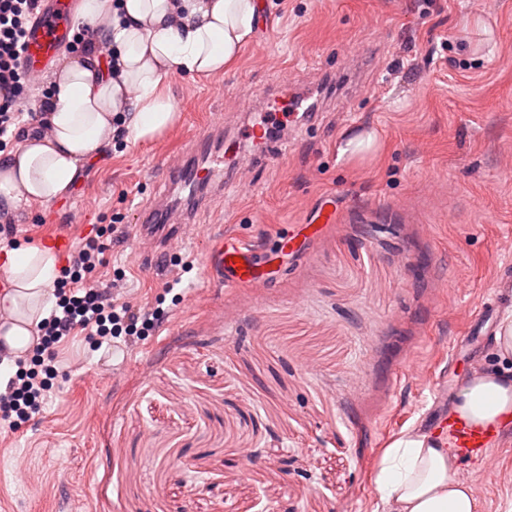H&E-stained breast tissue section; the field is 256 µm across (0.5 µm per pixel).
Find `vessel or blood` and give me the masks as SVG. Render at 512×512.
Segmentation results:
<instances>
[{
    "label": "vessel or blood",
    "instance_id": "1",
    "mask_svg": "<svg viewBox=\"0 0 512 512\" xmlns=\"http://www.w3.org/2000/svg\"><path fill=\"white\" fill-rule=\"evenodd\" d=\"M76 10V0H41L27 33L23 68L31 79H40L53 66L65 45ZM277 113L265 109L249 116L248 138L259 144L257 161L275 159L283 150L285 139H264L267 124L275 122ZM223 133L222 121H214L195 138L181 161L163 160L161 170L168 190L187 191L192 199H199L201 190L224 188V149L218 144ZM191 211L169 207L166 196H159L139 211L138 232L141 237L159 243L178 241L188 224L194 223ZM206 267L213 280L227 288L251 285L258 277V263L248 250L226 248L223 240H216L209 249ZM446 428L448 444L459 457L468 459L487 456L489 448L498 440L496 425H477L452 416Z\"/></svg>",
    "mask_w": 512,
    "mask_h": 512
}]
</instances>
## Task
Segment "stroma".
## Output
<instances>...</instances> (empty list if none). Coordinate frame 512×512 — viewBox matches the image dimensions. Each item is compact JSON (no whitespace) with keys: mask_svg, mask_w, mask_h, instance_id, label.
<instances>
[{"mask_svg":"<svg viewBox=\"0 0 512 512\" xmlns=\"http://www.w3.org/2000/svg\"><path fill=\"white\" fill-rule=\"evenodd\" d=\"M260 2L223 74L167 79L163 137L113 142L17 224L22 244L68 238L63 262L100 237L93 279L166 315L109 354L60 345L46 407L0 431V512H385L384 448L438 426L473 367L512 369L491 341L512 312V0ZM271 83L315 91L313 126L232 158V206L207 201L151 267L134 225L161 160ZM219 236L252 246L254 286L209 281ZM460 470L477 512H512V432Z\"/></svg>","mask_w":512,"mask_h":512,"instance_id":"1","label":"stroma"}]
</instances>
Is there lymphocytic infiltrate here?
I'll return each instance as SVG.
<instances>
[{
    "instance_id": "lymphocytic-infiltrate-1",
    "label": "lymphocytic infiltrate",
    "mask_w": 512,
    "mask_h": 512,
    "mask_svg": "<svg viewBox=\"0 0 512 512\" xmlns=\"http://www.w3.org/2000/svg\"><path fill=\"white\" fill-rule=\"evenodd\" d=\"M39 0H0V149L7 148L25 123L36 122L38 111L26 104L24 92L31 83L21 66L28 25ZM101 244L85 240L62 269L55 290L56 304L37 328L36 351L0 388V426L16 429L44 407L56 374V349L71 336L84 334L94 347L124 337L126 343L147 335L162 312L151 307L116 303L109 287L84 282L102 264Z\"/></svg>"
}]
</instances>
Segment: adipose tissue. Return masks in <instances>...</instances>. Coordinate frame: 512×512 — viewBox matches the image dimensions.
Returning <instances> with one entry per match:
<instances>
[{
  "label": "adipose tissue",
  "mask_w": 512,
  "mask_h": 512,
  "mask_svg": "<svg viewBox=\"0 0 512 512\" xmlns=\"http://www.w3.org/2000/svg\"><path fill=\"white\" fill-rule=\"evenodd\" d=\"M258 0H83L82 21L112 54L66 58L51 76L54 93L43 134L25 133L0 155V211L20 214L66 196L84 162L129 139H159L177 119L164 86L172 74L217 76L250 39ZM60 266L52 246H19L0 259V335L27 353L37 324L55 303ZM451 412L475 423L512 421V371H486L463 384ZM444 436L407 432L385 449L375 478L388 512H476L472 487Z\"/></svg>",
  "instance_id": "obj_1"
}]
</instances>
